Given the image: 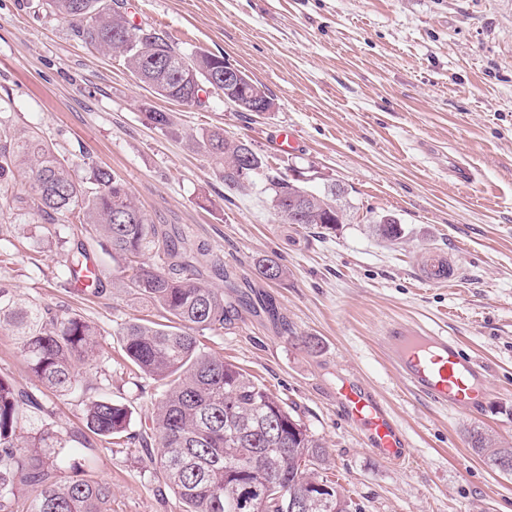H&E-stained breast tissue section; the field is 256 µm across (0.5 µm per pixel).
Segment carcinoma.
<instances>
[{
	"label": "carcinoma",
	"instance_id": "obj_1",
	"mask_svg": "<svg viewBox=\"0 0 512 512\" xmlns=\"http://www.w3.org/2000/svg\"><path fill=\"white\" fill-rule=\"evenodd\" d=\"M52 12L74 26L83 43L121 56L152 92L184 105L199 101L202 85L224 72V56L194 54L163 32L130 24L121 0H47ZM264 93L251 81L236 93L244 112ZM201 147L223 166L224 184L243 187L265 183L274 210L307 194L303 224L341 223V192L320 194L272 175L264 160L244 141L224 137L215 128ZM251 154L246 173L239 170L243 150ZM17 175L25 192L13 201L32 216L45 235L60 236L59 227H90L101 247L119 262L123 287L166 314V322L141 319L122 328L123 350L143 375L165 382L151 416L158 455L147 463L159 468L166 487L183 504V512H292L291 501L308 484L328 490L310 499L302 512H357L324 473L329 452L288 405L248 378L235 365L207 350L201 336H221L234 324L244 297L233 298L210 287L193 273V256L179 239L160 235L133 202L125 180L93 167L77 178L37 136L15 137L0 126V177ZM389 216L374 225L379 237L401 235ZM159 264L141 262L147 252ZM95 264L84 243L63 253L61 276L75 278ZM0 330L15 336L21 354L41 384L75 392L79 363L95 343L98 329L79 315L61 316L35 300L0 287ZM39 408L31 394L0 377V512H112V488L88 477L71 461L72 449L46 424L18 426L22 408ZM131 412L110 399L85 403L86 429L107 443H131ZM477 454L490 451L488 462L512 461V448H496L478 429L470 432ZM274 482L279 493H267ZM22 487L30 493L20 497Z\"/></svg>",
	"mask_w": 512,
	"mask_h": 512
}]
</instances>
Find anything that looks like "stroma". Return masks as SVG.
<instances>
[{"label":"stroma","instance_id":"35a3bbf8","mask_svg":"<svg viewBox=\"0 0 512 512\" xmlns=\"http://www.w3.org/2000/svg\"><path fill=\"white\" fill-rule=\"evenodd\" d=\"M123 9L131 24L245 70L272 110L237 111L212 88L198 106L154 98L121 57L86 47L45 0H0V119L35 132L77 175L115 171L149 220L196 257L201 278L241 288L250 305L207 346L297 412L359 512H512V475L468 440L478 427L512 447V0H123ZM147 102L171 115L175 133L150 124ZM214 127L286 179L343 187L341 224L288 223L262 183L225 185L220 165L187 142ZM285 129L297 145L282 154L275 142ZM454 163L472 170L471 184L453 179ZM384 215L401 224L399 239L371 233ZM79 240L102 269L96 297L58 275ZM271 255L285 269L276 281L257 272ZM432 256L451 280L428 281ZM115 276L89 234L46 241L24 210L0 207V286L100 330L82 391L44 388L5 331L0 376L41 402L24 419L52 423L87 474L111 485L112 512H182L144 463L156 445L82 443L85 398L126 404L131 432L142 434L163 388L125 365L120 336L123 324L162 312ZM268 299L275 314L262 306ZM412 322L487 365L480 412L435 405L399 380L381 340ZM345 375L387 400L410 443L405 461L370 452L338 412Z\"/></svg>","mask_w":512,"mask_h":512}]
</instances>
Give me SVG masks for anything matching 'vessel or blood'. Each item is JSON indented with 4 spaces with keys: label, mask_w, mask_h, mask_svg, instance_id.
<instances>
[{
    "label": "vessel or blood",
    "mask_w": 512,
    "mask_h": 512,
    "mask_svg": "<svg viewBox=\"0 0 512 512\" xmlns=\"http://www.w3.org/2000/svg\"><path fill=\"white\" fill-rule=\"evenodd\" d=\"M383 344L399 378L435 403L480 411L487 397L488 369L462 352L455 337L415 325L388 327ZM336 405L367 448L389 461L405 460L410 446L387 402L357 377H343Z\"/></svg>",
    "instance_id": "b4317fda"
}]
</instances>
